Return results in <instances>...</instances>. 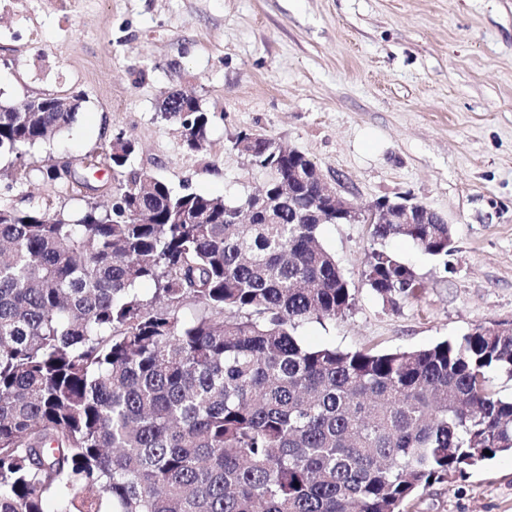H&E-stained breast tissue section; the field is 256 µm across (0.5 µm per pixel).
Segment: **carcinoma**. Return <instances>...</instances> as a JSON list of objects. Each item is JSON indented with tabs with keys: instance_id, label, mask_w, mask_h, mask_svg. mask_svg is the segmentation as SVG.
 Masks as SVG:
<instances>
[{
	"instance_id": "carcinoma-1",
	"label": "carcinoma",
	"mask_w": 512,
	"mask_h": 512,
	"mask_svg": "<svg viewBox=\"0 0 512 512\" xmlns=\"http://www.w3.org/2000/svg\"><path fill=\"white\" fill-rule=\"evenodd\" d=\"M81 106L0 105V154L52 139ZM160 111L205 146L193 92ZM270 144L255 136L251 161L279 197L292 163ZM136 150L117 137L105 208H0V512H406L512 454V397L490 385L512 379V330L387 353L308 346L302 325L354 302L320 225L286 203L229 224L247 201L132 173ZM371 236L437 258L453 244L425 208ZM365 278L392 305L419 288L382 246Z\"/></svg>"
}]
</instances>
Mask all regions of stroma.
Masks as SVG:
<instances>
[{
    "label": "stroma",
    "instance_id": "35a3bbf8",
    "mask_svg": "<svg viewBox=\"0 0 512 512\" xmlns=\"http://www.w3.org/2000/svg\"><path fill=\"white\" fill-rule=\"evenodd\" d=\"M179 89L213 117L202 150L160 113ZM44 93L81 94L83 109L50 142L0 155L1 207L74 220L109 203L40 171L68 161L86 175L121 132L139 143L131 169L237 202L271 177L234 147L260 133L340 179L357 209L407 195L452 231L444 260L389 242L420 282L391 306L365 282L370 225H323L355 303L300 327L304 343L390 352L512 324V0H10L0 104ZM409 512H512V456L433 485Z\"/></svg>",
    "mask_w": 512,
    "mask_h": 512
}]
</instances>
